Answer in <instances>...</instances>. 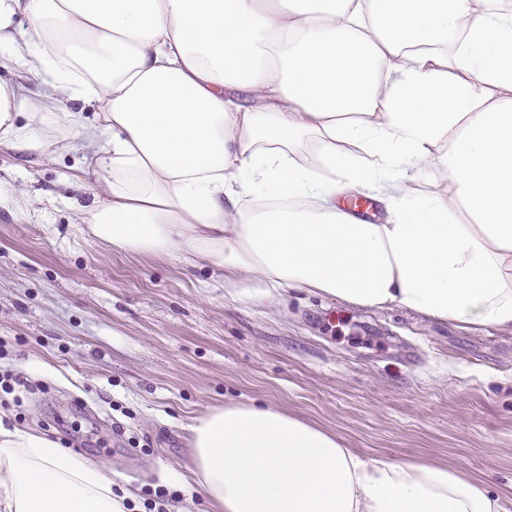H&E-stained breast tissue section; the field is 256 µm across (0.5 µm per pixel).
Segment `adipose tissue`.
Segmentation results:
<instances>
[{
    "label": "adipose tissue",
    "mask_w": 512,
    "mask_h": 512,
    "mask_svg": "<svg viewBox=\"0 0 512 512\" xmlns=\"http://www.w3.org/2000/svg\"><path fill=\"white\" fill-rule=\"evenodd\" d=\"M1 68L59 105L0 79V146L93 143L105 197L82 222L113 247L512 329V0H0ZM355 193L383 223L345 211ZM192 433L224 512H505L478 480L272 408ZM123 502L101 467L0 426V512Z\"/></svg>",
    "instance_id": "ef3b65f1"
}]
</instances>
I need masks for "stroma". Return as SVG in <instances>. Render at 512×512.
<instances>
[{
  "label": "stroma",
  "mask_w": 512,
  "mask_h": 512,
  "mask_svg": "<svg viewBox=\"0 0 512 512\" xmlns=\"http://www.w3.org/2000/svg\"><path fill=\"white\" fill-rule=\"evenodd\" d=\"M92 152L80 137L29 160L0 148V423L97 463L131 512L161 490L168 512H222L188 472L191 428L230 404L479 479L512 512V330L112 248L81 224L105 187Z\"/></svg>",
  "instance_id": "1"
}]
</instances>
